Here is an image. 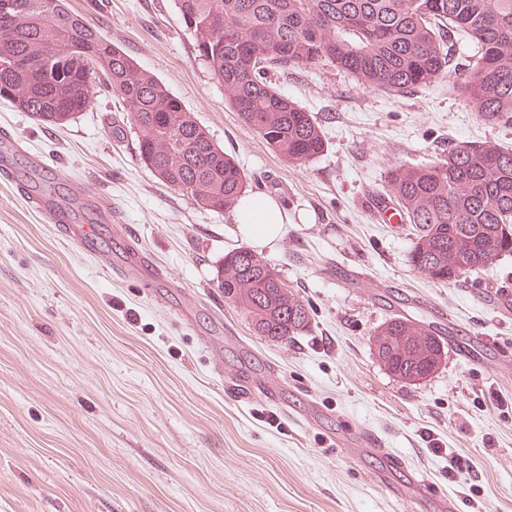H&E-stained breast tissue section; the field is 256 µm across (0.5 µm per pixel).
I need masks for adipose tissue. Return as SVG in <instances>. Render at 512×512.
I'll list each match as a JSON object with an SVG mask.
<instances>
[{"label":"adipose tissue","instance_id":"adipose-tissue-1","mask_svg":"<svg viewBox=\"0 0 512 512\" xmlns=\"http://www.w3.org/2000/svg\"><path fill=\"white\" fill-rule=\"evenodd\" d=\"M233 214L238 236L259 248L282 238L288 224L294 221L275 197L260 192L242 195Z\"/></svg>","mask_w":512,"mask_h":512}]
</instances>
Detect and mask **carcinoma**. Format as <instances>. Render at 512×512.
<instances>
[{
    "label": "carcinoma",
    "instance_id": "cac0c4a2",
    "mask_svg": "<svg viewBox=\"0 0 512 512\" xmlns=\"http://www.w3.org/2000/svg\"><path fill=\"white\" fill-rule=\"evenodd\" d=\"M0 21V99L61 127L95 97L112 95L122 117L112 138L133 136L137 156L161 183L222 213L249 187L157 74L71 9L68 0H9ZM197 57L224 83L241 120L280 159L299 166L325 149L312 113L276 90L267 71L325 62L360 87L398 95L445 75L480 116L512 125V0H175ZM220 18L224 30L210 20ZM461 40L465 51L455 49ZM384 193L415 238L408 262L438 283L459 282L512 254V148L456 144L424 165L399 166ZM217 287L253 332L286 343L308 331L313 310L279 271L246 248L224 254ZM371 345L393 376L420 382L442 363V339L395 316Z\"/></svg>",
    "mask_w": 512,
    "mask_h": 512
}]
</instances>
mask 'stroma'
I'll list each match as a JSON object with an SVG mask.
<instances>
[{
  "mask_svg": "<svg viewBox=\"0 0 512 512\" xmlns=\"http://www.w3.org/2000/svg\"><path fill=\"white\" fill-rule=\"evenodd\" d=\"M154 71L232 155L251 189L305 223L260 249L312 306L310 330L285 344L253 335L217 271L245 247L233 214L163 185L112 138L120 115L99 95L63 127L0 100V512H418L336 435L369 430L417 477L462 498L461 512H512V255L456 284L410 266L413 230L376 220L388 172L456 143L512 148V126L480 119L451 79L402 95L365 90L336 67L270 73L313 112L327 146L283 164L227 103L196 56L174 0H69ZM40 154L33 168L29 153ZM98 211L97 252H80L32 204ZM148 262L132 277L114 266ZM437 329L446 357L406 384L377 360L373 331L393 316ZM477 350L478 362L464 353ZM471 469L448 479L451 457Z\"/></svg>",
  "mask_w": 512,
  "mask_h": 512,
  "instance_id": "1",
  "label": "stroma"
}]
</instances>
